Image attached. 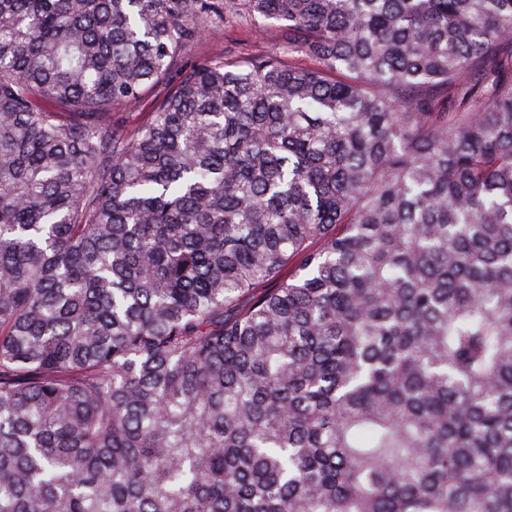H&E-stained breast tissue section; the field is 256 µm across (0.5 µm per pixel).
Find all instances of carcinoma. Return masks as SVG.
I'll use <instances>...</instances> for the list:
<instances>
[{
	"instance_id": "cac0c4a2",
	"label": "carcinoma",
	"mask_w": 512,
	"mask_h": 512,
	"mask_svg": "<svg viewBox=\"0 0 512 512\" xmlns=\"http://www.w3.org/2000/svg\"><path fill=\"white\" fill-rule=\"evenodd\" d=\"M0 512H512V0H0ZM242 27L234 31H225L224 26L214 28L209 35L203 38L195 47L187 52L183 58L184 64L196 65L208 60L219 58L224 54V46L229 39L246 43L253 49L266 50L274 40L272 27Z\"/></svg>"
}]
</instances>
